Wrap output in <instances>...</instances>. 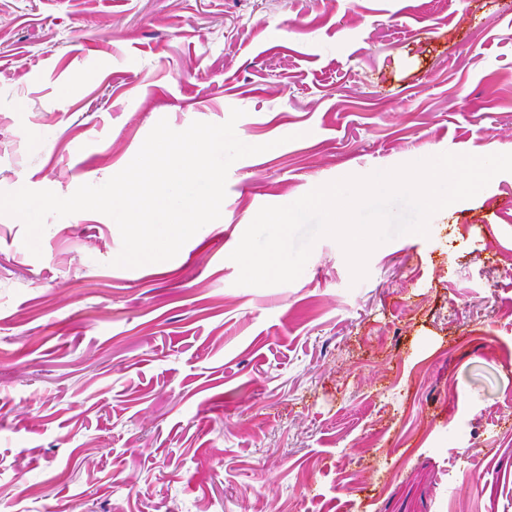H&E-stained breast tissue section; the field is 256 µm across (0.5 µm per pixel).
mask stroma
Segmentation results:
<instances>
[{"label":"stroma","mask_w":512,"mask_h":512,"mask_svg":"<svg viewBox=\"0 0 512 512\" xmlns=\"http://www.w3.org/2000/svg\"><path fill=\"white\" fill-rule=\"evenodd\" d=\"M266 152L173 259L0 215V512H512V173L353 281L237 285L261 207L512 153V0H0V191L71 195L160 119ZM460 477L449 483V470Z\"/></svg>","instance_id":"1"}]
</instances>
